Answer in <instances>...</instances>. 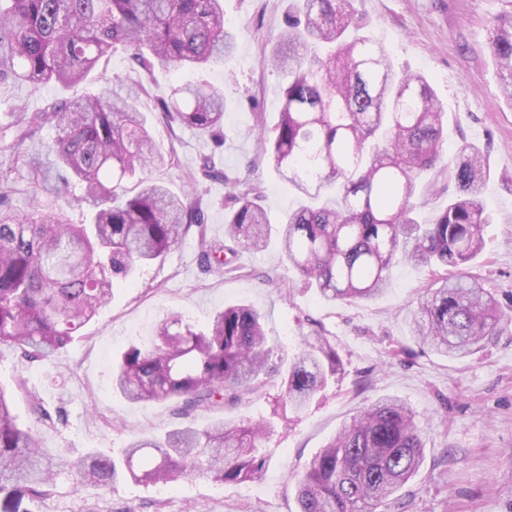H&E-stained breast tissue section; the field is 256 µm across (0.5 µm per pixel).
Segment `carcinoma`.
I'll return each mask as SVG.
<instances>
[{"mask_svg": "<svg viewBox=\"0 0 512 512\" xmlns=\"http://www.w3.org/2000/svg\"><path fill=\"white\" fill-rule=\"evenodd\" d=\"M362 20L353 0H295L263 66L288 76L273 131L259 120L256 138L273 166L305 201L273 224L249 189L225 215L230 244L200 235L206 267L229 263L235 247L261 251L271 239L325 301H368L383 294L394 264L433 272L414 314L418 342L447 357L472 354L512 325L469 264L490 223L480 195L487 178L480 150L463 145L443 164L446 114L429 79L402 71L388 50L352 36ZM501 91L512 103V13L488 19ZM236 36L223 0H0V85L39 89L78 84L102 58L123 50L136 65L133 85L97 94L51 98L33 111L0 120V345L27 362L56 355L142 265L158 260L191 226L205 224L198 200L180 196L147 172L164 162L146 117L137 110L157 67L174 71L220 66ZM169 127L224 137V92L182 83L162 101ZM448 176L455 192L432 224H419L417 178ZM206 179L239 180L201 159ZM136 181L129 189L126 183ZM17 183L29 209H12ZM52 198L47 209L42 198ZM87 207L88 223L68 209ZM335 344L315 327L292 359L272 344L264 315L247 304L217 310L202 328L171 315L148 346L131 345L112 367V387L132 403L169 402L189 419L263 397L276 374L295 411L336 377ZM266 420L222 417L160 433L131 435L117 457L90 453L68 460L40 449L35 430L13 414L0 387V493L3 512H20L24 497L49 494L56 471L108 488L120 480L166 485L207 475L223 483L259 479ZM423 428L402 401L365 406L311 460L297 479L299 512H386L424 459Z\"/></svg>", "mask_w": 512, "mask_h": 512, "instance_id": "obj_1", "label": "carcinoma"}]
</instances>
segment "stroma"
Listing matches in <instances>:
<instances>
[{
    "instance_id": "stroma-1",
    "label": "stroma",
    "mask_w": 512,
    "mask_h": 512,
    "mask_svg": "<svg viewBox=\"0 0 512 512\" xmlns=\"http://www.w3.org/2000/svg\"><path fill=\"white\" fill-rule=\"evenodd\" d=\"M354 7L365 35L383 43L400 69L429 78L448 115L445 156L466 142L481 149L490 172L482 200L491 222L472 271L512 316V106L500 91L486 24L501 11V0H355ZM284 11L283 0H224V16L238 37L233 57L203 73L155 70L140 98L165 158L152 178L200 197L205 234L214 240L224 238L229 189L223 181L198 177L201 157L214 155L217 167L238 177L239 191L259 187V203L271 218L285 216L296 201L253 133L257 119L274 125L282 107L286 80L261 60L283 27ZM200 78L224 91V145L218 150L193 131L172 130L158 120L170 86ZM89 90L86 83L38 91L10 86L0 90V117ZM199 236L189 230L164 261L141 267L51 360L29 364L13 348L0 347V384L25 380L15 409L34 425L43 448L108 455L134 432L180 425L169 404L132 403L112 389L113 358L128 343H149L171 314L202 323L224 305L246 302L264 314L269 336L291 352L303 334L323 327L341 359L336 378L277 428L258 482L233 485L192 475L165 486L122 481L99 489L63 472L48 496L24 499L27 512H298V475L362 407L385 396L412 408L425 444L419 471L391 512H512V328L469 356L443 357L420 348L411 332L431 282L428 270L401 263L379 298L325 302L288 270L277 245L239 249L231 266L209 270L200 264ZM31 391L42 416L32 413Z\"/></svg>"
}]
</instances>
